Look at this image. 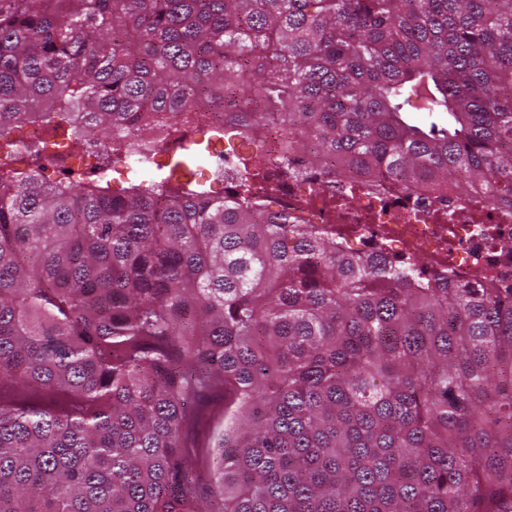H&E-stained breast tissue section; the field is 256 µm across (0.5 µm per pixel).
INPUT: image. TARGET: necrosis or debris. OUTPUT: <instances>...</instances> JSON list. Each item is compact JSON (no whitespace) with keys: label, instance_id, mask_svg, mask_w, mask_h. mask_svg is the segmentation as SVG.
I'll return each instance as SVG.
<instances>
[{"label":"necrosis or debris","instance_id":"1","mask_svg":"<svg viewBox=\"0 0 512 512\" xmlns=\"http://www.w3.org/2000/svg\"><path fill=\"white\" fill-rule=\"evenodd\" d=\"M346 185L356 204L332 212L331 202ZM250 189L256 199L275 198L297 221L335 232L355 254L381 252L408 260L420 256L429 271L460 282L494 272L512 282V210L502 209L482 192L468 198L452 195L441 204L423 186L405 191L388 180L365 186L344 175L332 180L311 171L295 180L274 175Z\"/></svg>","mask_w":512,"mask_h":512}]
</instances>
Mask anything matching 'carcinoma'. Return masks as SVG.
I'll return each instance as SVG.
<instances>
[{
    "label": "carcinoma",
    "instance_id": "1",
    "mask_svg": "<svg viewBox=\"0 0 512 512\" xmlns=\"http://www.w3.org/2000/svg\"><path fill=\"white\" fill-rule=\"evenodd\" d=\"M199 106L512 209V0H0V386L69 398L0 401V512H211L214 390L218 512H512V288L354 255L241 184L16 167L22 124L107 164ZM143 152V151H142ZM142 152L131 153L127 158L123 156L120 159L121 162L126 163L127 166L131 167H139L145 163L142 162L140 155ZM99 149L96 145H88L86 147V153L80 157L81 159H89L91 161V167L88 169V175L96 177L99 180H109V176L112 173L113 182H110V186L112 189H119L121 187H127L131 184H139L143 182L142 175H126L125 172L122 175H118L114 173L115 171V162L117 160L112 161V165L106 167L102 164L98 157ZM114 173V174H113ZM220 421L224 422V405L220 392L216 391L205 397L200 404L196 438L198 448H209L211 432Z\"/></svg>",
    "mask_w": 512,
    "mask_h": 512
}]
</instances>
